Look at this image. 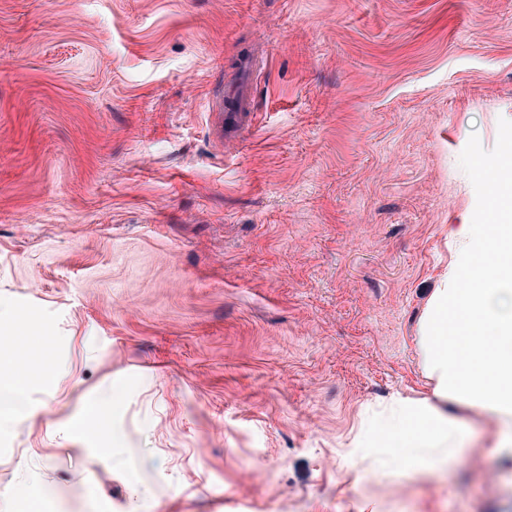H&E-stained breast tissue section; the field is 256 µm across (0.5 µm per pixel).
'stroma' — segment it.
Returning <instances> with one entry per match:
<instances>
[{"label":"stroma","instance_id":"obj_1","mask_svg":"<svg viewBox=\"0 0 512 512\" xmlns=\"http://www.w3.org/2000/svg\"><path fill=\"white\" fill-rule=\"evenodd\" d=\"M252 60V125L211 106ZM512 145V0H0V337L36 384L0 489L44 512H512L490 431L421 477L452 216ZM107 405L83 436L59 422ZM111 456H92L95 448Z\"/></svg>","mask_w":512,"mask_h":512}]
</instances>
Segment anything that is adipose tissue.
<instances>
[{"label":"adipose tissue","mask_w":512,"mask_h":512,"mask_svg":"<svg viewBox=\"0 0 512 512\" xmlns=\"http://www.w3.org/2000/svg\"><path fill=\"white\" fill-rule=\"evenodd\" d=\"M489 168L475 177L493 202L489 221L464 215L446 225L459 259L439 276L413 338L431 393L398 402L370 433L373 447L405 465L435 469L456 455L463 409L489 416L501 457L512 458V152ZM41 377L0 352V425Z\"/></svg>","instance_id":"ef3b65f1"}]
</instances>
